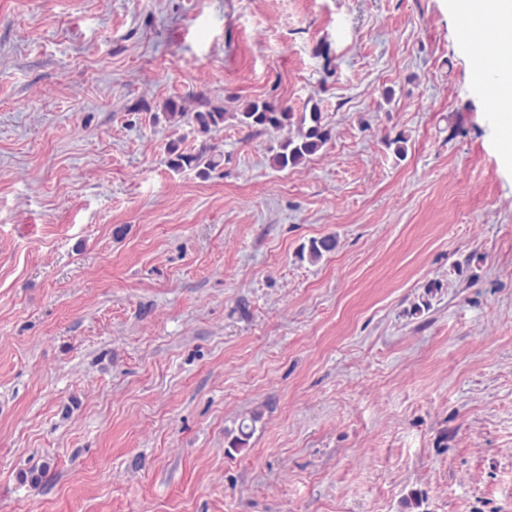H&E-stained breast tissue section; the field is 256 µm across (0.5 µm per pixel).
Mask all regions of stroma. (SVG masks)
<instances>
[{
  "mask_svg": "<svg viewBox=\"0 0 512 512\" xmlns=\"http://www.w3.org/2000/svg\"><path fill=\"white\" fill-rule=\"evenodd\" d=\"M460 31L450 0H0V512H512V130ZM169 99L331 138L280 170L281 134ZM162 110L168 121L174 124L187 123L192 127L193 133L202 137L207 136L220 124H224L227 119L236 120L243 128L284 133L279 151L271 158L272 165L280 170L302 164L318 152L331 136L322 112L317 110L302 113L298 133L292 135L290 129L288 130L291 112H288L287 108L277 109L266 101H248L241 106L239 112L228 113L224 112V108L188 112L177 101L166 100Z\"/></svg>",
  "mask_w": 512,
  "mask_h": 512,
  "instance_id": "obj_1",
  "label": "stroma"
}]
</instances>
